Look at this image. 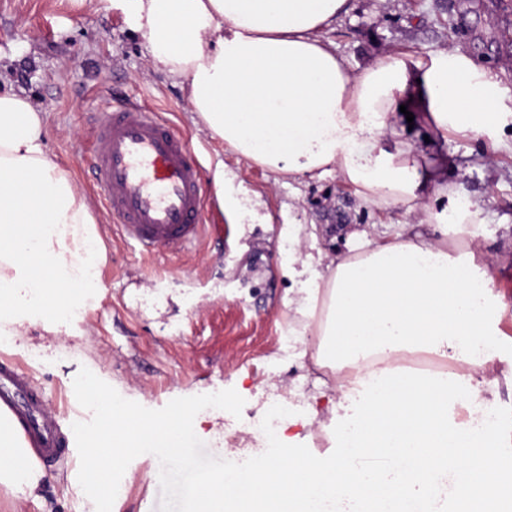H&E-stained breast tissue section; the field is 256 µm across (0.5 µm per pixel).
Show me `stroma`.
I'll use <instances>...</instances> for the list:
<instances>
[{
	"label": "stroma",
	"instance_id": "35a3bbf8",
	"mask_svg": "<svg viewBox=\"0 0 512 512\" xmlns=\"http://www.w3.org/2000/svg\"><path fill=\"white\" fill-rule=\"evenodd\" d=\"M348 67L360 70L386 52H408L424 62L456 47L495 74L505 112L489 116L486 134L441 133L415 122L409 139L427 160L447 159L445 183L463 201L482 207L452 244L476 242L496 260V289L507 309L488 325V342L512 360V156L486 161L494 139L512 142V0H351V11L330 34ZM0 86L24 93L50 115L48 147L69 166L92 197L93 216L106 252L93 295L73 293L68 333L53 317L25 326L22 342L1 348L16 356L44 399L71 428L90 420L77 407L72 385L88 368L124 398L149 409L170 400L232 388L245 405L240 416L208 408L194 430L208 454L241 462L263 453L247 427L270 407L283 405L294 422L280 439L303 444L318 457L335 448L339 417L327 400H313L314 376L301 369L289 337L288 293L310 287L323 267L297 278L284 269L316 247L348 250V231L374 233L415 218L399 205H363L353 186L328 175L286 180L220 144L195 134L177 80L154 68L142 38L105 0H0ZM128 98L166 118L189 139L201 164L205 192L213 190L216 161L235 175L238 199L259 198L252 216L232 221L214 203V235L182 251L140 254L112 233L114 220L79 156L92 133V114L110 98ZM78 454L43 466L44 496L55 512H95L77 476ZM158 460L135 458L119 485L112 512H159Z\"/></svg>",
	"mask_w": 512,
	"mask_h": 512
}]
</instances>
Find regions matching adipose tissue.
I'll use <instances>...</instances> for the list:
<instances>
[{
    "mask_svg": "<svg viewBox=\"0 0 512 512\" xmlns=\"http://www.w3.org/2000/svg\"><path fill=\"white\" fill-rule=\"evenodd\" d=\"M146 43L151 64L179 80L196 130L275 175H338L364 204L417 217L366 241L356 254L307 253L322 281L293 298L295 336L325 369L337 404L359 403L339 460L324 466L281 452L251 472L199 476L197 512H497L504 485L500 433L448 423V405L481 406L512 387V367L475 354L494 296V261L481 245L447 248L449 224L476 223L479 203L426 204L417 145L402 136L401 109L438 130L478 137L483 113L503 104L497 82L459 50L423 66L386 54L361 71L328 33L349 0H107ZM47 113L0 90V324L15 322L17 289L38 320L70 307L73 289L97 281L105 260L93 203L50 153ZM391 138L384 148L383 138ZM434 224L427 236L422 225ZM440 361L428 373L406 357ZM451 477L444 485L443 477ZM44 474L15 423L0 417V485L51 512Z\"/></svg>",
    "mask_w": 512,
    "mask_h": 512,
    "instance_id": "1",
    "label": "adipose tissue"
}]
</instances>
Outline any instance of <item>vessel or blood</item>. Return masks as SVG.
I'll return each mask as SVG.
<instances>
[{
	"instance_id": "vessel-or-blood-1",
	"label": "vessel or blood",
	"mask_w": 512,
	"mask_h": 512,
	"mask_svg": "<svg viewBox=\"0 0 512 512\" xmlns=\"http://www.w3.org/2000/svg\"><path fill=\"white\" fill-rule=\"evenodd\" d=\"M118 223L121 238L150 255L183 250L202 237L207 198L186 139L155 113L116 99L95 114L92 142L80 159ZM18 420L36 458L64 460L61 421L14 359L0 356V416Z\"/></svg>"
}]
</instances>
